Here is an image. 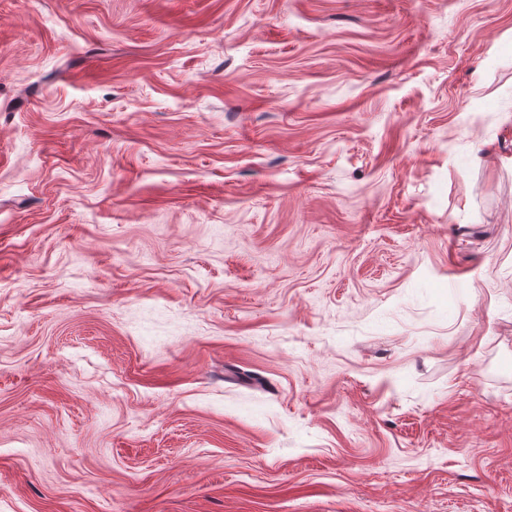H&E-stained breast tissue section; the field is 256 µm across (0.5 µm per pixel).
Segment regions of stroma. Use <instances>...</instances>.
Segmentation results:
<instances>
[{
	"label": "stroma",
	"instance_id": "35a3bbf8",
	"mask_svg": "<svg viewBox=\"0 0 512 512\" xmlns=\"http://www.w3.org/2000/svg\"><path fill=\"white\" fill-rule=\"evenodd\" d=\"M0 512H512V0H0Z\"/></svg>",
	"mask_w": 512,
	"mask_h": 512
}]
</instances>
